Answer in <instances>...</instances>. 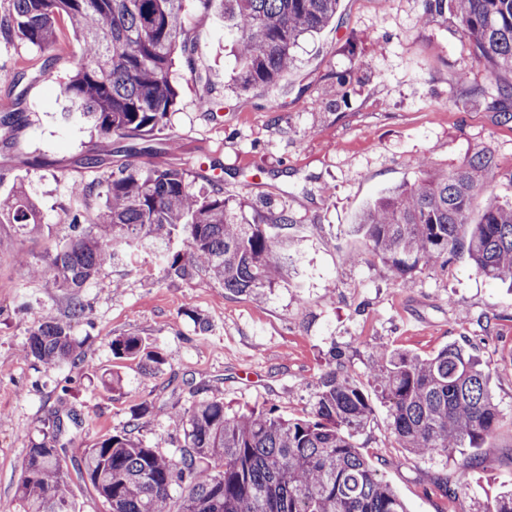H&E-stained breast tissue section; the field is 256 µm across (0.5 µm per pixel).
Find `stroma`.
I'll return each instance as SVG.
<instances>
[{"label":"stroma","mask_w":512,"mask_h":512,"mask_svg":"<svg viewBox=\"0 0 512 512\" xmlns=\"http://www.w3.org/2000/svg\"><path fill=\"white\" fill-rule=\"evenodd\" d=\"M420 12V0H340L335 22L300 40L276 86L245 90L221 13L186 0L185 33L195 52L171 72L180 95L160 133L167 148L148 155L68 115L53 85L14 83L19 67L39 69L45 56L0 40V112L22 116L20 126L0 127V195L23 183L42 222L35 233H0V499H13L26 447L42 439L51 417L82 418L67 447L76 458L122 431L147 403L153 411L142 419L141 436L174 457L180 427L170 414L194 400L218 397L236 411L266 406L303 416L332 349L344 352L360 381L374 346L426 358L464 339L476 344L504 413L470 451L477 464L467 496L480 502L512 483V286L478 274L463 251L447 268L401 282L363 255L351 231L365 206L413 184L421 162L447 172L481 149L499 166L492 196L512 200V126L492 107L494 76L475 62L456 19L423 23ZM203 93L216 112L199 110ZM91 151L101 160L93 170L81 163ZM146 166L192 170L202 187L219 178L225 198L241 203L243 221L292 216L282 275L264 294L239 295L202 275L171 279L144 252L133 264L107 266L87 288L88 320L74 329L82 363L24 358L33 323L43 311L62 313L65 301L59 289L28 281L17 254L64 243V211L81 205L71 183ZM198 315L207 328L197 326ZM123 335L158 346L164 364L150 371L140 360L113 358L110 343ZM114 372L124 378L119 394L101 383ZM373 407L356 438L371 466L408 512H452L456 458L398 448L386 407Z\"/></svg>","instance_id":"1"}]
</instances>
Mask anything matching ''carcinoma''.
I'll return each mask as SVG.
<instances>
[{"label": "carcinoma", "mask_w": 512, "mask_h": 512, "mask_svg": "<svg viewBox=\"0 0 512 512\" xmlns=\"http://www.w3.org/2000/svg\"><path fill=\"white\" fill-rule=\"evenodd\" d=\"M185 0H6L0 38L41 52L61 45L67 28L83 43L69 74L57 78L48 58L33 82L56 83L76 113L107 138L141 141L154 152L156 133L175 110L170 74L177 57L191 60L185 39ZM224 15V30L238 44L237 78L244 88L273 86L287 72L305 35L336 17L339 0H204ZM421 21L453 15L475 49V61L512 75V0H421ZM502 123L512 124V78L496 82ZM423 176L362 210L353 225L366 250L404 280L428 266H446L465 251L480 275L512 282V203L485 201L498 164L476 152L460 169ZM72 193L96 201L92 221L67 214V242L17 263L30 279L60 289L63 315L44 314L28 332L26 356L44 364L80 363L73 329L88 315L85 288L105 266L128 264L154 251L166 275H205L235 294L271 287L288 257L284 236L294 219L281 212L267 224H243L224 199L220 181L195 190L188 169L146 168L74 182ZM19 233L40 225L25 190L0 202V227ZM182 237L184 251L172 247ZM116 358L138 357L158 367L163 357L141 338L118 336ZM366 383L388 407L390 434L408 453L448 460L457 448H479L503 419L489 387V372L470 343H450L428 358L388 345L375 347ZM141 407L126 427L66 461L57 438L65 426L29 445L15 491L17 512H76L70 472L87 482L109 512H407L404 502L359 451L355 437L373 416L372 400L349 373L342 352L321 374L310 412L284 418L272 408L230 414L224 400L203 399L176 414L179 456L167 457L139 437ZM473 460L459 463L454 512H512V489L475 506H460Z\"/></svg>", "instance_id": "carcinoma-1"}]
</instances>
